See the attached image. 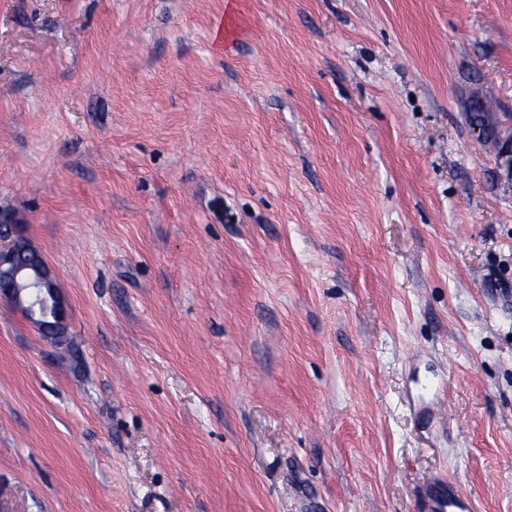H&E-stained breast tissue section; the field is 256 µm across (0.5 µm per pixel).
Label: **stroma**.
I'll return each instance as SVG.
<instances>
[{"instance_id": "1", "label": "stroma", "mask_w": 512, "mask_h": 512, "mask_svg": "<svg viewBox=\"0 0 512 512\" xmlns=\"http://www.w3.org/2000/svg\"><path fill=\"white\" fill-rule=\"evenodd\" d=\"M512 0H0V512H512ZM480 140L489 145L497 165L504 169L512 182V122L504 120L493 108L484 115L480 124L471 125ZM15 223L11 214L0 213V298L32 314V318L39 314L41 319L53 320V323L37 320L34 324L43 334L59 338L65 333L68 304L44 257L38 253L35 258L23 260L27 246L21 238L14 237L9 224ZM33 267L39 274L26 288L22 299L16 288L18 278ZM422 498L429 512H473L472 499L459 485L451 480L441 479L422 491Z\"/></svg>"}]
</instances>
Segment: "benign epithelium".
<instances>
[{
    "instance_id": "1",
    "label": "benign epithelium",
    "mask_w": 512,
    "mask_h": 512,
    "mask_svg": "<svg viewBox=\"0 0 512 512\" xmlns=\"http://www.w3.org/2000/svg\"><path fill=\"white\" fill-rule=\"evenodd\" d=\"M472 130L490 146L497 165L512 180V121L491 109ZM13 223L12 215L0 213V298L29 314L40 315L36 327L59 338L65 333L68 304L44 257L23 260L27 246L13 235Z\"/></svg>"
}]
</instances>
